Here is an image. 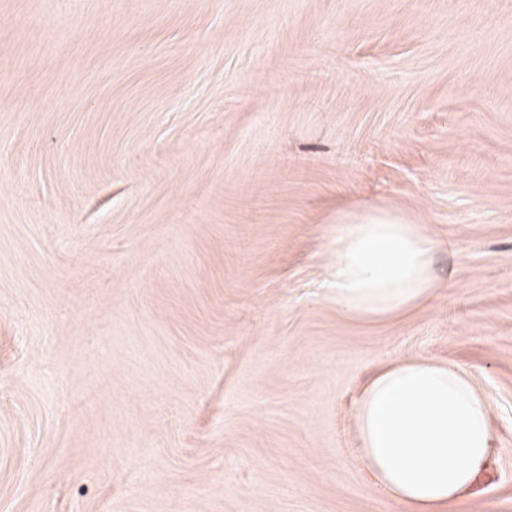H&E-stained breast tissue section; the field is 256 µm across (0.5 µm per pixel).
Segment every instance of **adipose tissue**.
I'll list each match as a JSON object with an SVG mask.
<instances>
[{"label":"adipose tissue","mask_w":512,"mask_h":512,"mask_svg":"<svg viewBox=\"0 0 512 512\" xmlns=\"http://www.w3.org/2000/svg\"><path fill=\"white\" fill-rule=\"evenodd\" d=\"M324 297L353 319L386 322L433 300L435 259L449 249L405 213L340 209ZM484 392L457 366L428 358L376 373L354 405L355 451L406 512H446L494 446Z\"/></svg>","instance_id":"adipose-tissue-1"}]
</instances>
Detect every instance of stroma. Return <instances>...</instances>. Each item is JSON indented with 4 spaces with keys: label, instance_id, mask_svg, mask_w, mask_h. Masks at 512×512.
<instances>
[{
    "label": "stroma",
    "instance_id": "obj_1",
    "mask_svg": "<svg viewBox=\"0 0 512 512\" xmlns=\"http://www.w3.org/2000/svg\"><path fill=\"white\" fill-rule=\"evenodd\" d=\"M342 204L452 287L344 316ZM413 357L489 400L450 512H512V0H0V512H402L353 407Z\"/></svg>",
    "mask_w": 512,
    "mask_h": 512
}]
</instances>
